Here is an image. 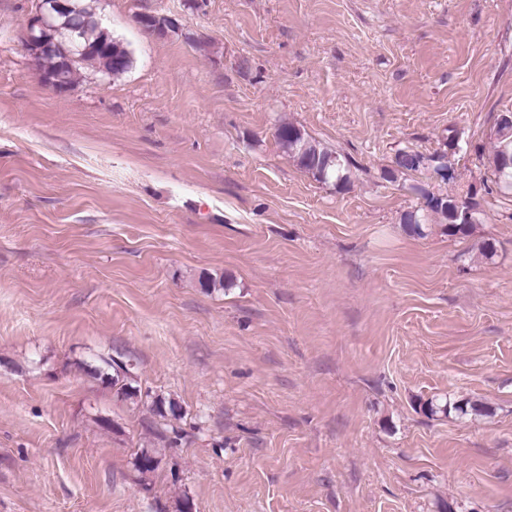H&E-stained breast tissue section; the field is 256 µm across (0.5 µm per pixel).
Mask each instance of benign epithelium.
Masks as SVG:
<instances>
[{"instance_id":"obj_1","label":"benign epithelium","mask_w":512,"mask_h":512,"mask_svg":"<svg viewBox=\"0 0 512 512\" xmlns=\"http://www.w3.org/2000/svg\"><path fill=\"white\" fill-rule=\"evenodd\" d=\"M88 22L84 17L78 0H38L35 13L30 16L23 44L28 55L36 60L45 54L62 49L64 40L76 43L83 36V29ZM142 28L157 36H165L178 27L174 16H156L144 14L139 17ZM479 194V189L471 188L469 197H460L457 201L461 211L462 223L468 224L474 220L476 209L473 201Z\"/></svg>"}]
</instances>
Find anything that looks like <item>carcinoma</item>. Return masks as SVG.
I'll use <instances>...</instances> for the list:
<instances>
[{
    "label": "carcinoma",
    "mask_w": 512,
    "mask_h": 512,
    "mask_svg": "<svg viewBox=\"0 0 512 512\" xmlns=\"http://www.w3.org/2000/svg\"><path fill=\"white\" fill-rule=\"evenodd\" d=\"M103 63V56L94 50L84 54L79 62L69 70L72 80H77L81 70L85 68L99 69ZM276 139L279 146L288 153L300 169L310 173L321 182H332L339 189H345L352 183L353 169L356 165L352 160L306 135L301 128L290 122H283L277 127ZM493 148L488 155L487 162L495 176V183L499 192H512V124L505 125L495 122L492 130ZM444 155L427 156L419 151L402 150L396 158L398 171L417 172L425 167V163L433 162L435 167L443 166ZM455 173L451 172L445 178L451 185L448 193L429 195L426 201V210L440 216L445 224L449 236H468L474 225L459 224L455 220L456 196L459 191L453 188ZM428 215L420 210L408 211L403 215L402 222L407 229L416 234H423V224ZM82 370L102 385L116 390L117 395L134 404L142 403L147 406L155 419V424L147 427L149 435L148 444L143 445L135 452L133 466L144 481L155 473L159 466H152L149 461L162 462L163 455L158 445L171 448L178 445L183 439L182 431L173 425V421L182 417L181 406L176 399L151 391H142L133 384L131 372L126 364L112 357H98L90 362L80 364ZM419 410L427 417L454 418L456 420H475L489 413V408L482 402L470 398H429L419 400Z\"/></svg>",
    "instance_id": "obj_1"
}]
</instances>
